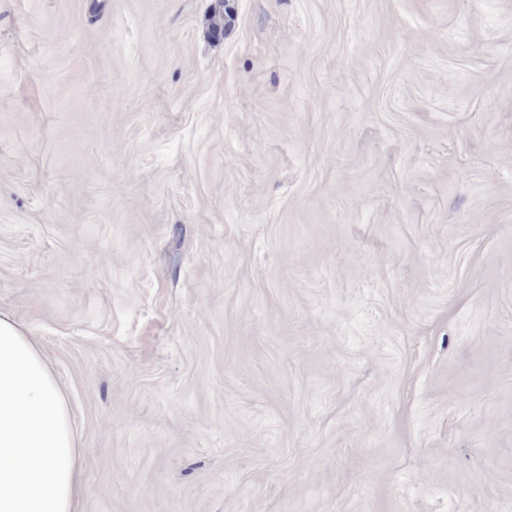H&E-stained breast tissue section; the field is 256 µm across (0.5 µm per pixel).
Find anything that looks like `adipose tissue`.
Listing matches in <instances>:
<instances>
[{"instance_id":"ef3b65f1","label":"adipose tissue","mask_w":512,"mask_h":512,"mask_svg":"<svg viewBox=\"0 0 512 512\" xmlns=\"http://www.w3.org/2000/svg\"><path fill=\"white\" fill-rule=\"evenodd\" d=\"M83 492L65 396L37 341L0 312V512H75Z\"/></svg>"}]
</instances>
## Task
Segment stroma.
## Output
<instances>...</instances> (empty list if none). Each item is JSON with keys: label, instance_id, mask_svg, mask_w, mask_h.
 <instances>
[{"label": "stroma", "instance_id": "35a3bbf8", "mask_svg": "<svg viewBox=\"0 0 512 512\" xmlns=\"http://www.w3.org/2000/svg\"><path fill=\"white\" fill-rule=\"evenodd\" d=\"M0 0V311L78 512H512V0Z\"/></svg>", "mask_w": 512, "mask_h": 512}]
</instances>
